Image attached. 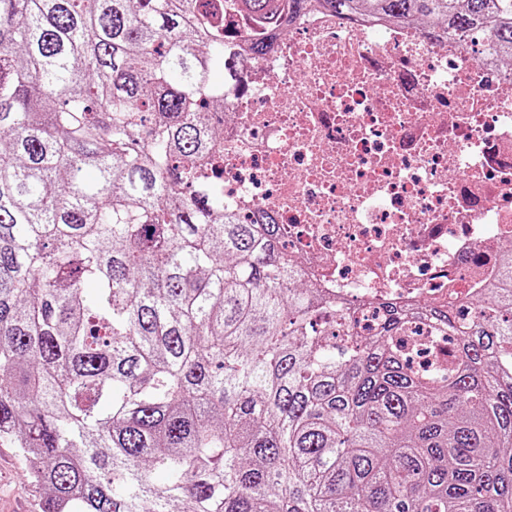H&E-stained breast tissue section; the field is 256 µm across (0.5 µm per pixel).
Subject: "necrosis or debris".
<instances>
[{"label": "necrosis or debris", "mask_w": 512, "mask_h": 512, "mask_svg": "<svg viewBox=\"0 0 512 512\" xmlns=\"http://www.w3.org/2000/svg\"><path fill=\"white\" fill-rule=\"evenodd\" d=\"M224 29L269 45L224 98L225 205L273 213L363 325L471 304L512 250V60L324 7L282 6L271 30L230 11Z\"/></svg>", "instance_id": "obj_1"}]
</instances>
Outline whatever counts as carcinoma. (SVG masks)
I'll return each instance as SVG.
<instances>
[{"mask_svg":"<svg viewBox=\"0 0 512 512\" xmlns=\"http://www.w3.org/2000/svg\"><path fill=\"white\" fill-rule=\"evenodd\" d=\"M277 0H0V438L43 512H512V259L370 336L209 173ZM512 54V0H324ZM163 481H158V476Z\"/></svg>","mask_w":512,"mask_h":512,"instance_id":"obj_1","label":"carcinoma"}]
</instances>
